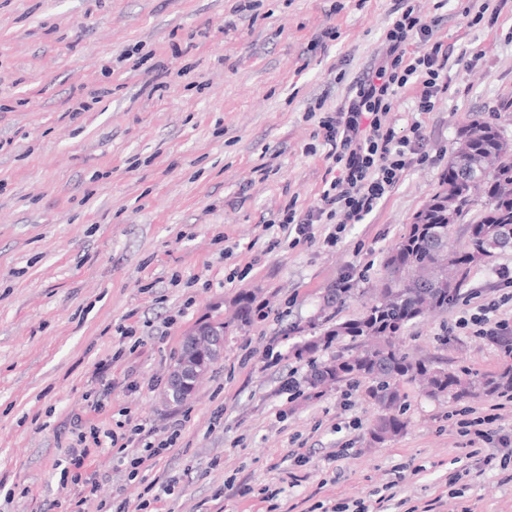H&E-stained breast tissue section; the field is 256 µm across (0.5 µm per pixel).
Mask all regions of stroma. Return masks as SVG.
Wrapping results in <instances>:
<instances>
[{
  "mask_svg": "<svg viewBox=\"0 0 512 512\" xmlns=\"http://www.w3.org/2000/svg\"><path fill=\"white\" fill-rule=\"evenodd\" d=\"M411 3L440 18L453 56L433 111H417L411 84L388 115L401 135L421 125L426 160L337 242L325 224L296 243L281 214L315 205L328 167L308 110L346 99L384 49L393 0H0V512H69L55 470L68 437L124 415L159 436L184 424L152 467L178 488L152 512H354L388 486L387 512H512V402L404 380L406 429L376 443L369 382L315 392L295 356L365 312L464 129L489 123L512 143V0L491 26L471 23L483 0ZM505 268L511 248L472 263L459 301L410 322L400 351L454 373L511 365L456 325L492 303L512 321ZM346 275L347 297L326 308ZM247 296L261 315L226 332L191 399L170 402L186 336ZM123 325L137 338L122 345ZM102 388L91 412L85 394ZM465 408L499 414L474 454L448 417ZM69 471L97 479L86 512L144 495L108 448Z\"/></svg>",
  "mask_w": 512,
  "mask_h": 512,
  "instance_id": "obj_1",
  "label": "stroma"
}]
</instances>
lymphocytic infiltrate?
<instances>
[{
	"label": "lymphocytic infiltrate",
	"instance_id": "1",
	"mask_svg": "<svg viewBox=\"0 0 512 512\" xmlns=\"http://www.w3.org/2000/svg\"><path fill=\"white\" fill-rule=\"evenodd\" d=\"M396 16L385 32V53L371 63L368 70L351 87L345 103L333 114L320 117L326 160L335 176L316 205L304 213L287 210L284 229L295 230L298 238L314 237L318 224L332 225L330 240L339 239L347 225L361 224L399 183L411 165L424 161L421 152L423 134L413 127L410 135L398 136L387 121L396 98L408 83L418 87V109L432 111L435 101L448 88L450 53L443 42L435 40V19L417 13L409 0H396ZM422 47L416 56H408L412 40ZM92 440L107 437L121 459L127 460L133 473L139 474L148 489L170 496L171 482L158 483L151 478L150 463L176 447L180 430L151 442L142 425L136 424L123 434H100L91 430Z\"/></svg>",
	"mask_w": 512,
	"mask_h": 512
}]
</instances>
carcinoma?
I'll return each mask as SVG.
<instances>
[{
  "instance_id": "1",
  "label": "carcinoma",
  "mask_w": 512,
  "mask_h": 512,
  "mask_svg": "<svg viewBox=\"0 0 512 512\" xmlns=\"http://www.w3.org/2000/svg\"><path fill=\"white\" fill-rule=\"evenodd\" d=\"M450 175L432 202L422 209L409 232L391 249L384 263L378 296L362 317L336 325L322 336L295 349V355L310 363L311 387L344 380L372 382L370 394L380 414L372 428L374 441L383 443L401 434L405 422L396 414L400 381L420 380L434 396L448 395L461 401L479 393L512 391V366L481 378H466L430 363L414 361L394 348L393 339L411 321L427 311L448 309L460 296L466 267L497 249L512 247V146L490 124L465 130L448 164ZM483 186L485 199L479 220L469 225L465 249L451 244V227L477 204L472 189ZM252 299L246 297L236 317L215 325L218 336H201L183 347L173 372L192 360L204 362L207 371L217 360L226 329L250 319ZM349 336L357 340L352 349L319 363L316 352Z\"/></svg>"
}]
</instances>
